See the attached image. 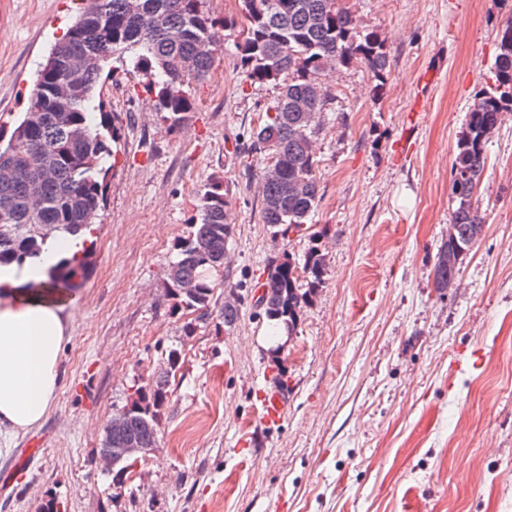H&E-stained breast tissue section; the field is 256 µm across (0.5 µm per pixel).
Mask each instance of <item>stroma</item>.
I'll use <instances>...</instances> for the list:
<instances>
[{
	"mask_svg": "<svg viewBox=\"0 0 512 512\" xmlns=\"http://www.w3.org/2000/svg\"><path fill=\"white\" fill-rule=\"evenodd\" d=\"M387 40L383 90L361 63L337 69L319 134L322 199L306 229L273 239L259 219L249 135L275 95L235 67L224 33L196 102L169 131L118 60L101 90L121 129L72 332L41 422L0 439V512H512V116L487 145L484 231L458 288L433 260L456 207L451 165L475 94L492 83L502 0H342ZM81 0H0V125L24 111L49 47ZM234 234L222 276L242 297L186 333L164 290L177 243L212 175ZM327 253L324 281L286 347L252 284L268 258ZM279 348V360L269 352ZM181 352L161 409L160 449L121 490L98 465L104 427L169 349ZM279 425L261 419L276 374Z\"/></svg>",
	"mask_w": 512,
	"mask_h": 512,
	"instance_id": "obj_1",
	"label": "stroma"
}]
</instances>
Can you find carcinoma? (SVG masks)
I'll use <instances>...</instances> for the list:
<instances>
[{"mask_svg":"<svg viewBox=\"0 0 512 512\" xmlns=\"http://www.w3.org/2000/svg\"><path fill=\"white\" fill-rule=\"evenodd\" d=\"M243 28L235 42L236 66L244 81L278 89L265 118L252 129L249 150L267 163L257 175L262 223L274 235L303 230L320 202L315 137L325 124L324 107L332 94L327 80L336 69L365 64L383 89L389 54L375 29H359L338 0H240ZM66 34L55 42L37 72L26 112L12 131L0 127V265L38 257L45 239L62 231L76 235L96 223L105 206L109 168L119 140L112 112L99 101V122L91 125L86 106L112 58L128 60L142 76L144 91L173 129L195 107L191 87L211 73L214 47L235 22L221 21L207 0H84ZM495 80L480 90L467 114L452 167L457 200L450 223L454 235L443 240L433 266L434 287L448 289L461 268L448 265V252H469L483 217L474 196L483 180L485 146L505 112H512V20L497 34L492 65ZM199 214L177 244L166 273V291L175 309L205 324L211 319L217 277L224 272L233 236L228 222L224 179L213 176L198 190ZM84 268L65 261L54 284L64 288ZM325 253L319 245L303 256L271 262L259 297L273 333L298 329L300 314L322 281ZM180 361L169 350L166 369L136 388L138 399L122 438L144 448L160 443V409L169 374Z\"/></svg>","mask_w":512,"mask_h":512,"instance_id":"cac0c4a2","label":"carcinoma"}]
</instances>
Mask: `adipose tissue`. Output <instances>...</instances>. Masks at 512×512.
<instances>
[{
  "instance_id": "1",
  "label": "adipose tissue",
  "mask_w": 512,
  "mask_h": 512,
  "mask_svg": "<svg viewBox=\"0 0 512 512\" xmlns=\"http://www.w3.org/2000/svg\"><path fill=\"white\" fill-rule=\"evenodd\" d=\"M88 234L56 233L38 258L0 266V431H25L52 405L71 316L53 284L61 259H80Z\"/></svg>"
}]
</instances>
